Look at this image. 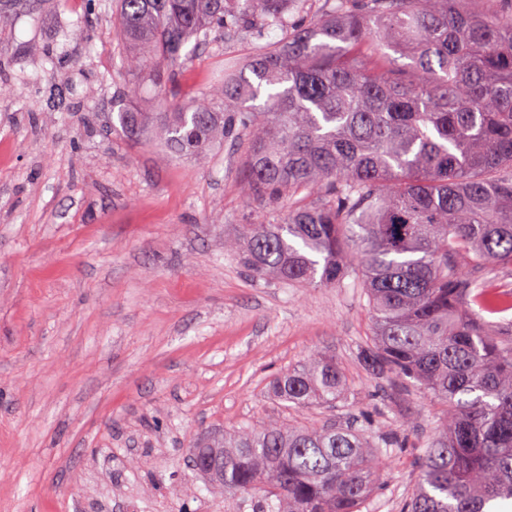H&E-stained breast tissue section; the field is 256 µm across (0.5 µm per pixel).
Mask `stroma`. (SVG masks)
<instances>
[{
    "label": "stroma",
    "instance_id": "stroma-1",
    "mask_svg": "<svg viewBox=\"0 0 512 512\" xmlns=\"http://www.w3.org/2000/svg\"><path fill=\"white\" fill-rule=\"evenodd\" d=\"M0 57V512H238L189 465L204 432L246 423L357 428L403 441L363 512H398L433 409L370 377L368 300L353 279L296 288L250 275L224 239L252 205L243 143L180 156L159 131L112 128L150 111L112 14L87 0L15 9ZM282 31H223L173 67L178 98L215 91ZM55 55L57 65L46 62ZM317 353L343 367L352 407L291 409L270 378Z\"/></svg>",
    "mask_w": 512,
    "mask_h": 512
}]
</instances>
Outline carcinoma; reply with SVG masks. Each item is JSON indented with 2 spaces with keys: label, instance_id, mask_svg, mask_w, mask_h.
Here are the masks:
<instances>
[{
  "label": "carcinoma",
  "instance_id": "1",
  "mask_svg": "<svg viewBox=\"0 0 512 512\" xmlns=\"http://www.w3.org/2000/svg\"><path fill=\"white\" fill-rule=\"evenodd\" d=\"M117 0L122 67L170 103L190 41L233 24L288 35L224 70L176 112L123 110L130 139L156 126L182 154L245 131L250 223L224 251L259 276L333 288L350 276L371 312L361 359L442 409L402 512H498L512 502V309L471 267H512V0ZM13 0H0V53ZM231 17V23L224 18ZM292 408L335 407L345 375L324 354L275 377ZM226 496L252 512H361L390 434L345 426L249 425L212 441Z\"/></svg>",
  "mask_w": 512,
  "mask_h": 512
}]
</instances>
